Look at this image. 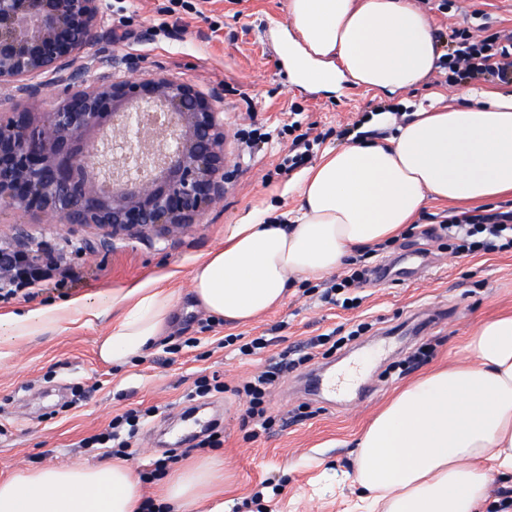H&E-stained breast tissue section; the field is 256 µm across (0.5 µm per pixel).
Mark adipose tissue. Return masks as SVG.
Here are the masks:
<instances>
[{
    "label": "adipose tissue",
    "mask_w": 512,
    "mask_h": 512,
    "mask_svg": "<svg viewBox=\"0 0 512 512\" xmlns=\"http://www.w3.org/2000/svg\"><path fill=\"white\" fill-rule=\"evenodd\" d=\"M279 39L298 74L337 92L349 82L395 94L426 79L439 58L428 18L411 0H289ZM463 106L425 108L390 137L323 153L297 178L284 216L252 209L224 227V244L191 272L194 300L233 326L279 307L295 276L321 279L358 250L398 236L432 201L512 194V93L465 87ZM122 313L96 341L102 361L123 364L163 336L173 307L165 279L112 299ZM100 306L72 301L0 316L13 338L72 317L93 327ZM465 360L400 388L364 426L359 484L384 512H479L492 477L512 481V312L484 320L463 343ZM202 464L170 477L160 494L182 507L214 497ZM0 512H142V491L122 460L0 478Z\"/></svg>",
    "instance_id": "1"
}]
</instances>
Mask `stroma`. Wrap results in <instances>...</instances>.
I'll return each instance as SVG.
<instances>
[{"label": "stroma", "instance_id": "1", "mask_svg": "<svg viewBox=\"0 0 512 512\" xmlns=\"http://www.w3.org/2000/svg\"><path fill=\"white\" fill-rule=\"evenodd\" d=\"M288 0H106L102 29L113 35L119 72L148 78L163 72L202 91L220 92L226 170L224 198L199 221L165 237L124 236L101 248L103 230L94 224H60L45 213L20 215L0 208V246L27 241L63 246L74 278L48 285L31 298L0 300V314L60 306L83 298L105 302L146 280L167 278L175 292L168 332L147 351L121 365L101 362L93 329L53 327L40 336L5 345L0 356V475L43 467L101 465V451L81 447L130 409L157 408L147 416L126 460L145 480L154 462L173 455L178 465L213 458L228 486L223 512H357L359 485L356 440L362 426L396 389L426 373L441 359L462 355L465 336L483 319L512 309V252L452 258L439 241L397 239L369 255V266L401 269L400 279L372 281L355 310L321 303L312 282L295 280L284 304L243 326H228L195 303L190 273L198 258L223 244L224 227L254 207H295L291 187L299 168L281 169L293 138L288 125L312 129L309 163L339 147L336 132L357 114L384 107L411 113L422 107L462 106L458 86L430 75L395 96L353 84L318 91L288 70V57L274 42L287 22ZM256 128L265 135L254 148L240 141ZM369 332L340 350L315 356L288 374L269 397L270 430L245 418L242 402L227 392L189 400L196 380L219 375L232 386L264 369L285 347L356 320ZM270 337L261 353L245 356L227 336ZM179 353H169L172 343ZM428 356L418 370L402 363L418 348ZM360 367L368 398L352 405L344 394L307 391L303 377L321 369L336 375ZM87 396L70 406L71 389ZM306 404L309 417L292 420ZM218 425V446L188 451V442Z\"/></svg>", "mask_w": 512, "mask_h": 512}]
</instances>
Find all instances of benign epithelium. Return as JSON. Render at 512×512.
I'll list each match as a JSON object with an SVG mask.
<instances>
[{
  "instance_id": "benign-epithelium-1",
  "label": "benign epithelium",
  "mask_w": 512,
  "mask_h": 512,
  "mask_svg": "<svg viewBox=\"0 0 512 512\" xmlns=\"http://www.w3.org/2000/svg\"><path fill=\"white\" fill-rule=\"evenodd\" d=\"M101 2L0 0V90L18 98L0 100V207L112 239L170 232L224 197L221 97L164 73L115 76ZM51 87L59 102L38 125Z\"/></svg>"
}]
</instances>
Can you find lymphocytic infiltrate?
I'll list each match as a JSON object with an SVG mask.
<instances>
[{"mask_svg":"<svg viewBox=\"0 0 512 512\" xmlns=\"http://www.w3.org/2000/svg\"><path fill=\"white\" fill-rule=\"evenodd\" d=\"M439 74L445 84L456 85L478 78H491L502 84H512V29L499 30L483 38L475 37L469 27L453 29L440 57ZM431 236L447 240L452 254L479 252H506L512 250V204L485 210L449 212L431 228ZM42 263L35 268L11 267L0 273V298H12L27 294L28 290L51 282L62 284L72 276L67 253L61 248H45L41 251ZM371 272L360 259H352L350 268L331 279L319 298L321 302L356 308L354 293L370 281ZM309 358L303 348L285 349L268 369L240 385L231 387L221 381L200 378L195 395L205 398L212 393L233 392L243 397L246 415L251 419L265 418L266 397L270 388L284 376L303 365ZM141 411L128 410L113 418L101 432L84 438L83 447L127 450L138 433Z\"/></svg>","mask_w":512,"mask_h":512,"instance_id":"obj_1","label":"lymphocytic infiltrate"}]
</instances>
